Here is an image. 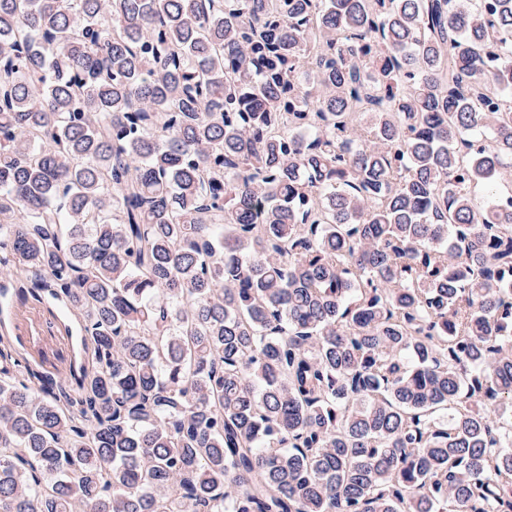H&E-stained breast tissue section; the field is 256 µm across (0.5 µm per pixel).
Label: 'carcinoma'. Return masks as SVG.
<instances>
[{"label":"carcinoma","instance_id":"obj_1","mask_svg":"<svg viewBox=\"0 0 512 512\" xmlns=\"http://www.w3.org/2000/svg\"><path fill=\"white\" fill-rule=\"evenodd\" d=\"M512 0H0V512H512ZM9 336L21 364L36 365L56 376L68 374L78 358L77 324L64 309L44 299L4 297L0 292V333Z\"/></svg>","mask_w":512,"mask_h":512}]
</instances>
